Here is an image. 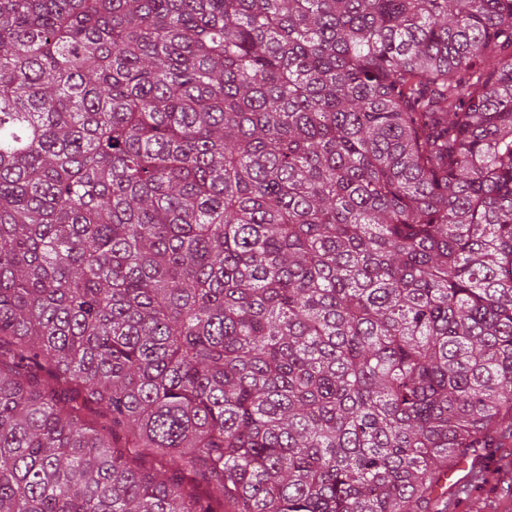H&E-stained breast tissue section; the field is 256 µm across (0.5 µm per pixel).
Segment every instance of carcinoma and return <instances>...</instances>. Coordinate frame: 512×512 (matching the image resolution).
I'll use <instances>...</instances> for the list:
<instances>
[{"label": "carcinoma", "mask_w": 512, "mask_h": 512, "mask_svg": "<svg viewBox=\"0 0 512 512\" xmlns=\"http://www.w3.org/2000/svg\"><path fill=\"white\" fill-rule=\"evenodd\" d=\"M512 432V0H0V512H444Z\"/></svg>", "instance_id": "cac0c4a2"}]
</instances>
